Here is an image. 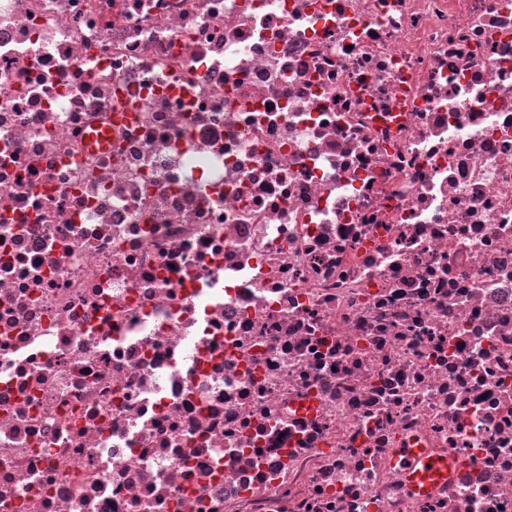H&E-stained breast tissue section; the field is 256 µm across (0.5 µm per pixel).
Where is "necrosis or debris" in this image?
<instances>
[{"instance_id":"obj_1","label":"necrosis or debris","mask_w":512,"mask_h":512,"mask_svg":"<svg viewBox=\"0 0 512 512\" xmlns=\"http://www.w3.org/2000/svg\"><path fill=\"white\" fill-rule=\"evenodd\" d=\"M0 512H512V0H0ZM402 456L403 462L409 465L412 487L422 494L427 493L434 483L447 481L457 464L451 456L442 460L430 459L422 453L421 448H403ZM418 462H421L422 467L415 469Z\"/></svg>"}]
</instances>
